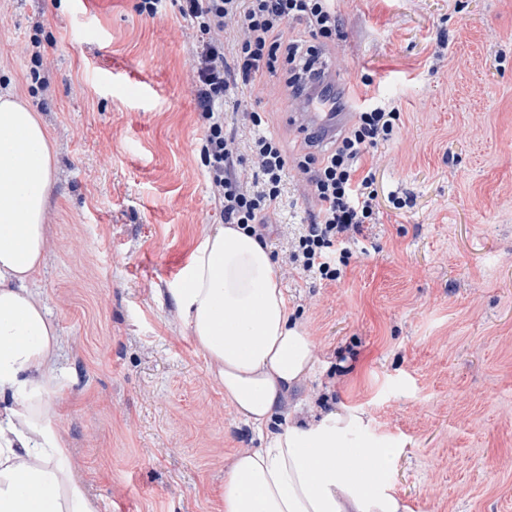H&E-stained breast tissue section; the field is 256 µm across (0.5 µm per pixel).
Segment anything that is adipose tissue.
I'll list each match as a JSON object with an SVG mask.
<instances>
[{"label":"adipose tissue","instance_id":"obj_1","mask_svg":"<svg viewBox=\"0 0 512 512\" xmlns=\"http://www.w3.org/2000/svg\"><path fill=\"white\" fill-rule=\"evenodd\" d=\"M52 184L45 128L13 94L1 93L0 512H97L57 421L60 339L32 288L44 261ZM172 295L225 402L266 441L233 455L224 512H402L385 485L390 455L356 437L367 425L363 412L315 416L296 406L287 426L275 427L316 357L266 244L237 225H217L194 247Z\"/></svg>","mask_w":512,"mask_h":512}]
</instances>
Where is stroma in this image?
I'll return each instance as SVG.
<instances>
[{
  "label": "stroma",
  "mask_w": 512,
  "mask_h": 512,
  "mask_svg": "<svg viewBox=\"0 0 512 512\" xmlns=\"http://www.w3.org/2000/svg\"><path fill=\"white\" fill-rule=\"evenodd\" d=\"M137 2L0 0V90L48 133L54 184L33 286L60 336L53 403L87 494L98 512H220L229 458L263 442L171 302L221 217L200 156L195 32L175 0L153 17ZM337 8L334 84L400 121L374 152L380 213L364 253L336 282L283 275L317 344L316 374L293 398L366 413L362 436L390 452L403 512H512V0ZM281 77L243 99L288 151L278 221L289 225L314 203Z\"/></svg>",
  "instance_id": "35a3bbf8"
}]
</instances>
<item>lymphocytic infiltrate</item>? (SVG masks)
Returning a JSON list of instances; mask_svg holds the SVG:
<instances>
[{
    "mask_svg": "<svg viewBox=\"0 0 512 512\" xmlns=\"http://www.w3.org/2000/svg\"><path fill=\"white\" fill-rule=\"evenodd\" d=\"M337 0H179V13L196 33L192 50L197 108L207 124L201 156L208 169L213 195L225 223L236 224L265 238L273 216L283 207L288 155L267 130L257 112L242 111L244 87L254 86L264 73L282 69L294 95L309 94L317 111L336 112L341 95L313 93L323 76L318 63L325 47L341 37ZM301 34L287 37L290 24ZM236 30L227 40L228 30ZM239 111L249 129V152L241 154L237 135L224 122L226 109ZM400 119L397 108L379 99H364L355 119L308 169L309 195L317 210L294 231L288 261L304 274L327 281L341 279L367 225L378 219L374 168L367 155L393 139ZM251 176H244L245 166Z\"/></svg>",
    "mask_w": 512,
    "mask_h": 512,
    "instance_id": "f902f5d3",
    "label": "lymphocytic infiltrate"
}]
</instances>
